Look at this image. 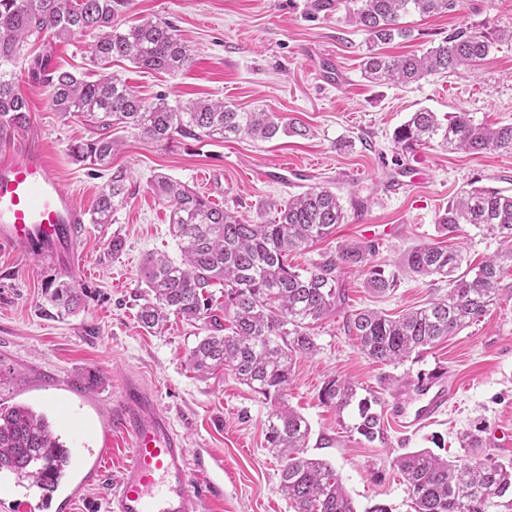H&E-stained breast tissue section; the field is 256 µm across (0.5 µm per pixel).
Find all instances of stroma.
Returning <instances> with one entry per match:
<instances>
[{
	"instance_id": "stroma-1",
	"label": "stroma",
	"mask_w": 512,
	"mask_h": 512,
	"mask_svg": "<svg viewBox=\"0 0 512 512\" xmlns=\"http://www.w3.org/2000/svg\"><path fill=\"white\" fill-rule=\"evenodd\" d=\"M313 0H128L119 22L155 17L174 26L191 46L194 63L172 74L113 62L119 75L145 99L166 95L174 105L221 100L251 112H278L300 121L308 137L278 134L261 142L191 140L148 141L130 128L112 127L120 150L107 167L75 162L71 144L95 136L97 127L81 116L54 112L49 88L28 80L24 64L15 67L20 91L31 112L27 128L11 144L40 145L62 188L92 209L114 170L127 177L128 191L111 223L82 224L79 254L83 268L72 274L60 263L38 260L26 247L0 248V403H24L56 416L48 404L67 401L75 426H60L70 448H97L112 438L109 477H116L128 452L124 434L105 426L121 384L134 376L152 387L174 428L205 461L202 484L220 486L206 512H293L278 491L281 461L268 448L265 424L270 406L228 370L198 378L188 358L205 336L203 323L170 318L163 332L147 333L136 318L140 269L152 253L180 260L169 229L168 204L153 193L163 175L199 191L220 206L256 222L263 202L287 201L313 185L330 188L349 209L335 235L288 257L291 266L309 268L339 246L374 239L377 261L399 267L415 246L438 240L437 224L450 201L471 182L512 192V154L470 156L438 146L398 153L391 136L411 112L422 108L446 117L471 113L476 122L512 124V42L499 44L476 72L432 75L401 87L368 81L361 70L366 35L352 26L345 10L311 14ZM405 22L411 38L386 45L389 53L422 52L448 30L470 25L481 31L512 29V0H466L463 10ZM91 31L68 42L29 39L22 54H46L54 69L89 80L99 72ZM407 189L391 193L392 180ZM363 211H353V202ZM126 241L122 254L107 255L113 236ZM71 280L84 291L76 314L57 319L46 313L45 290ZM503 294L482 317L448 340L400 364H381L363 355L344 324L353 311L376 309L396 317L447 292L446 283L401 270L396 290L378 297L362 277L348 274L346 299L315 330L319 349L293 359L288 403L311 427L309 455L327 460L340 473L357 512L376 505L410 512L406 486L393 466L395 457L427 449L452 457L459 435L480 430L484 449L512 458V271ZM464 384L456 406L440 420L414 433L388 427L386 442H367L353 426L355 410L336 413L319 394L327 380L342 376L389 400L407 376L436 365Z\"/></svg>"
}]
</instances>
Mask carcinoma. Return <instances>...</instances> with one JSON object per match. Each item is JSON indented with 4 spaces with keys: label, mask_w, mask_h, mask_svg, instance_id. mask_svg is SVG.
Listing matches in <instances>:
<instances>
[{
    "label": "carcinoma",
    "mask_w": 512,
    "mask_h": 512,
    "mask_svg": "<svg viewBox=\"0 0 512 512\" xmlns=\"http://www.w3.org/2000/svg\"><path fill=\"white\" fill-rule=\"evenodd\" d=\"M462 0H314L316 12L345 9L348 21L366 34L363 69L372 82L389 81L408 87L435 74L475 70L495 45L512 41V29L479 31L459 26L448 31L422 54L392 55L379 46L411 36L404 25L410 14L444 15L459 10ZM128 0H0V143L30 122V106L19 90L14 65L30 36L70 40L88 30L102 36L91 51L94 66L105 69L116 58L154 72H175L193 61L191 50L167 21L143 18L125 29L114 24ZM48 56L37 55L29 77L50 88L51 106L63 118L83 116L107 130L125 124L148 140L168 142L174 135L199 139L240 135L269 141L279 132L308 135L303 125H284L274 111L242 112L222 101L173 107L159 94L146 101L120 77L109 74L87 80L70 72L48 70ZM395 147L413 151L431 143L472 155L512 154V124L475 122L468 112H453L448 123L420 109L393 133ZM118 144L106 134L70 147L79 163L107 166ZM156 196L171 205L170 230L182 260L150 257L143 268L144 294L137 319L152 333L174 315L203 322L208 334L192 349L189 364L204 377L219 368L231 371L244 385L271 405L265 440L281 459L278 490L294 512H356L340 474L328 461L308 455L311 428L287 402L292 356L312 355L317 349L313 326L345 300L341 274L359 273L371 293L385 296L398 286L399 276L378 263L375 244L351 243L321 257L309 269L288 264V255L323 240L346 223L341 198L326 187L311 186L285 204L266 201L263 212L273 219L251 224L228 208L219 207L179 181L159 177ZM126 192V176L112 173L97 197L91 223L110 224L116 202ZM471 224L499 239L502 248L475 266L462 250L440 242L423 243L404 256L403 267L421 277L448 284V293L419 308L391 317L366 309L348 317L346 328L362 354L382 363H399L434 347L470 321L486 314L502 294L501 278L512 264V194L490 187H473L448 204L439 218L441 235L456 238ZM222 288L218 301L211 288ZM84 293L71 281L48 289L54 315L75 314ZM350 379L334 377L320 392L322 402L342 413L356 406L353 427L367 441L386 439L381 400L373 392L359 395ZM482 438L462 436L464 455L451 461L427 449L394 459L406 485L412 512H486L495 498L512 493V459L479 452ZM65 444L50 419L34 408L0 403V465L17 460L15 483L42 487L57 476L56 463Z\"/></svg>",
    "instance_id": "carcinoma-1"
}]
</instances>
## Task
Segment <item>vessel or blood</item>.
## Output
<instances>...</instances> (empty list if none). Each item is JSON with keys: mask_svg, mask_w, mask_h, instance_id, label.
Masks as SVG:
<instances>
[{"mask_svg": "<svg viewBox=\"0 0 512 512\" xmlns=\"http://www.w3.org/2000/svg\"><path fill=\"white\" fill-rule=\"evenodd\" d=\"M84 212L52 174L43 152L35 147L0 157V245H22L50 260L67 253L71 270L80 267L75 234ZM420 403H396L390 415L402 430H419L445 413L457 395L446 369L409 378ZM110 430L128 436L131 454L112 484L109 512H205L210 488L195 480L200 462L172 426L154 391L133 380L122 387L120 402L108 422ZM112 456L111 442L80 448L68 455L69 478L49 488L38 505L20 501L24 512H72L87 489L102 481Z\"/></svg>", "mask_w": 512, "mask_h": 512, "instance_id": "vessel-or-blood-1", "label": "vessel or blood"}]
</instances>
